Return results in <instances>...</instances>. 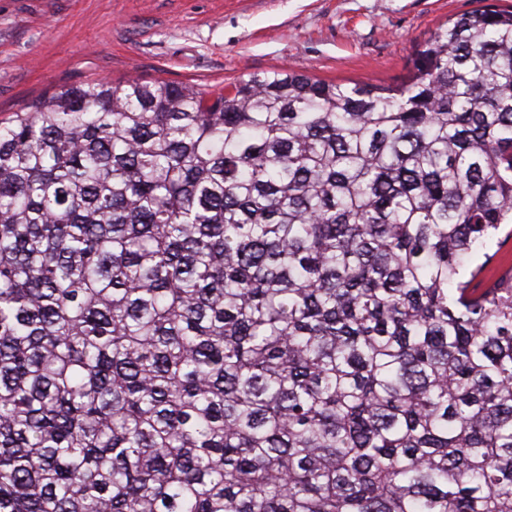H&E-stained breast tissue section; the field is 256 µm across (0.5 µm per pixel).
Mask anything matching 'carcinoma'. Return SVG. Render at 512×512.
Instances as JSON below:
<instances>
[{
	"label": "carcinoma",
	"mask_w": 512,
	"mask_h": 512,
	"mask_svg": "<svg viewBox=\"0 0 512 512\" xmlns=\"http://www.w3.org/2000/svg\"><path fill=\"white\" fill-rule=\"evenodd\" d=\"M413 70L0 123V512H512V10Z\"/></svg>",
	"instance_id": "carcinoma-1"
}]
</instances>
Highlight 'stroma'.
<instances>
[{
  "label": "stroma",
  "instance_id": "1",
  "mask_svg": "<svg viewBox=\"0 0 512 512\" xmlns=\"http://www.w3.org/2000/svg\"><path fill=\"white\" fill-rule=\"evenodd\" d=\"M477 0H0V121L106 78L214 94L274 69L397 87L422 45Z\"/></svg>",
  "mask_w": 512,
  "mask_h": 512
}]
</instances>
